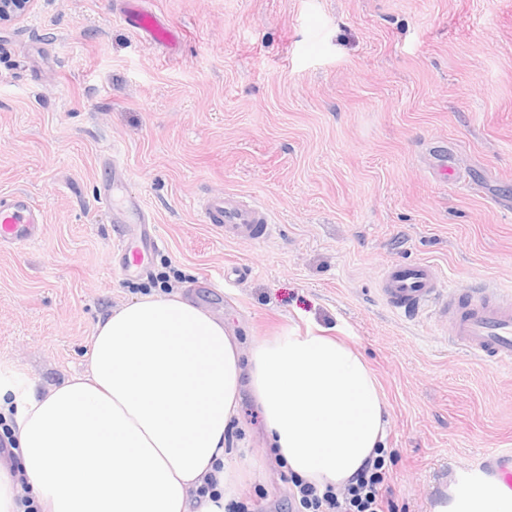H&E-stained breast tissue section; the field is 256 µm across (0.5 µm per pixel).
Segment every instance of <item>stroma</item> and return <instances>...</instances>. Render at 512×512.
I'll use <instances>...</instances> for the list:
<instances>
[{
    "label": "stroma",
    "mask_w": 512,
    "mask_h": 512,
    "mask_svg": "<svg viewBox=\"0 0 512 512\" xmlns=\"http://www.w3.org/2000/svg\"><path fill=\"white\" fill-rule=\"evenodd\" d=\"M119 6L36 0L0 26V194L45 212L40 240L0 249V375L85 371L99 318L163 273L243 346L353 344L386 395L397 512H437L449 472L512 450V365L455 346L437 307L396 313L380 283L426 262L512 297V0H144L169 45L114 24ZM112 147L163 240L128 278L112 251L139 227L99 202ZM221 192L264 205L271 237L201 223ZM261 429L243 402L238 498L288 512Z\"/></svg>",
    "instance_id": "1"
}]
</instances>
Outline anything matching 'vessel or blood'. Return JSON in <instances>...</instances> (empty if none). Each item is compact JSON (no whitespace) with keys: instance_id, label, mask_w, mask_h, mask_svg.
<instances>
[{"instance_id":"b4317fda","label":"vessel or blood","mask_w":512,"mask_h":512,"mask_svg":"<svg viewBox=\"0 0 512 512\" xmlns=\"http://www.w3.org/2000/svg\"><path fill=\"white\" fill-rule=\"evenodd\" d=\"M114 22L148 34L152 39L171 43L172 29L148 12L124 9L113 13ZM102 168L109 177L102 186L99 200L117 215L137 214L142 227L135 240H122L112 253L114 272L128 275L145 271L150 255L161 246L160 239L148 227L141 214L137 196L116 199L115 187L124 172L117 153L104 155ZM202 223L222 228L225 236L255 240L269 236L273 224L269 211L260 204H241L232 196L216 193L199 205ZM43 209L25 193L0 195V248L19 249L35 243L44 232ZM443 286L432 266L413 263L390 267L384 274L383 294L388 304L405 314L419 312L437 301ZM453 341L474 358L493 364H512V302L496 300L493 293L479 287L459 293L451 312Z\"/></svg>"}]
</instances>
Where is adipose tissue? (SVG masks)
<instances>
[{"label":"adipose tissue","mask_w":512,"mask_h":512,"mask_svg":"<svg viewBox=\"0 0 512 512\" xmlns=\"http://www.w3.org/2000/svg\"><path fill=\"white\" fill-rule=\"evenodd\" d=\"M300 478L342 488L384 447L387 405L359 352L314 332L242 355L222 319L180 294L105 314L87 369L60 386L0 384L17 446L0 460V512H224L238 474L226 433L244 399ZM214 478L219 501L197 498Z\"/></svg>","instance_id":"1"}]
</instances>
